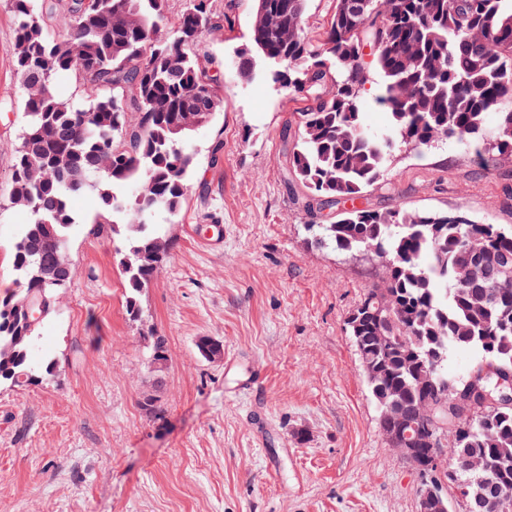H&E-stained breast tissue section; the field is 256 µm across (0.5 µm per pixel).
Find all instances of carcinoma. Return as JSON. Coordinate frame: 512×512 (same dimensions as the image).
<instances>
[{"instance_id": "obj_1", "label": "carcinoma", "mask_w": 512, "mask_h": 512, "mask_svg": "<svg viewBox=\"0 0 512 512\" xmlns=\"http://www.w3.org/2000/svg\"><path fill=\"white\" fill-rule=\"evenodd\" d=\"M335 0L322 34L309 35L306 0H254L249 48L234 67L243 78L262 63L276 91L309 105L282 130L286 174L311 192L318 209L363 197L408 149L454 138L475 145L486 167L512 157V111L498 113L493 140L484 139L486 114L512 97V0ZM12 47L26 89V122L15 148L9 200L22 197L28 215L15 245L19 289L0 295V350L23 337L11 372L0 386H25L52 375L54 363L32 360L36 331L13 318L16 293L44 295L56 308L57 291L33 279V266L52 267L66 252L76 223L71 199L89 190L100 207L123 220L109 226L121 243L126 308L139 315L137 295L166 260L149 261L146 247L162 237L151 219L178 211L195 164L189 135L223 104L209 69L191 53L213 21L208 0H188L168 27V0H12ZM67 12L68 30L57 37L45 16ZM370 46V60L363 48ZM73 73L83 81V101L57 89ZM378 85L376 103L390 116L383 132L364 118L366 85ZM135 115V120L127 114ZM297 126L293 143L288 129ZM463 209L344 211L331 224H311L318 245L352 252L372 244L386 275L366 289L350 328L359 358L377 366L367 384L373 395L401 391L411 415L423 403L453 397L473 374L512 372V298L492 288L493 263L512 262V228L461 223ZM388 311L390 344H379L376 312ZM151 364L166 361V338L148 336ZM479 350L485 362L464 379L448 376L449 353ZM453 452L443 476L460 495L475 478L456 455L483 457L497 483L512 490V407L479 411L470 423L448 428ZM416 469L432 471L431 436H420Z\"/></svg>"}]
</instances>
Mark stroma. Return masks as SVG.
<instances>
[{
	"mask_svg": "<svg viewBox=\"0 0 512 512\" xmlns=\"http://www.w3.org/2000/svg\"><path fill=\"white\" fill-rule=\"evenodd\" d=\"M231 26L195 45L224 104L192 135L196 164L177 214L157 213L172 244L126 309L122 270L94 193L73 199L67 255L76 268L39 326L46 380L0 388V512H416L421 480L378 425L347 318L378 270L318 247L305 190L286 186L279 139L298 101L230 67L249 40L254 0H209ZM0 0V283L12 284L25 224L8 197L25 124ZM372 208L450 211L512 227V157L480 168L450 140L399 156L370 187ZM224 246H203L212 224ZM167 339L161 370L148 332ZM210 337L224 359H204ZM263 380L242 393L253 370ZM154 398L156 413L142 406ZM275 472H268L267 461Z\"/></svg>",
	"mask_w": 512,
	"mask_h": 512,
	"instance_id": "obj_1",
	"label": "stroma"
}]
</instances>
